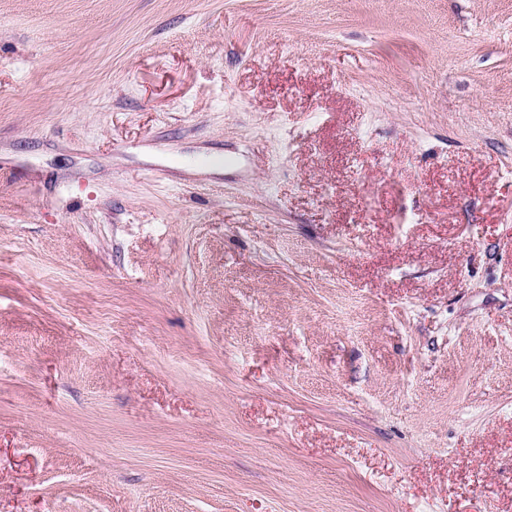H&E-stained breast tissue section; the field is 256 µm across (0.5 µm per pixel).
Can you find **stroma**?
Listing matches in <instances>:
<instances>
[{
  "instance_id": "stroma-1",
  "label": "stroma",
  "mask_w": 512,
  "mask_h": 512,
  "mask_svg": "<svg viewBox=\"0 0 512 512\" xmlns=\"http://www.w3.org/2000/svg\"><path fill=\"white\" fill-rule=\"evenodd\" d=\"M0 512H512V0H0Z\"/></svg>"
}]
</instances>
